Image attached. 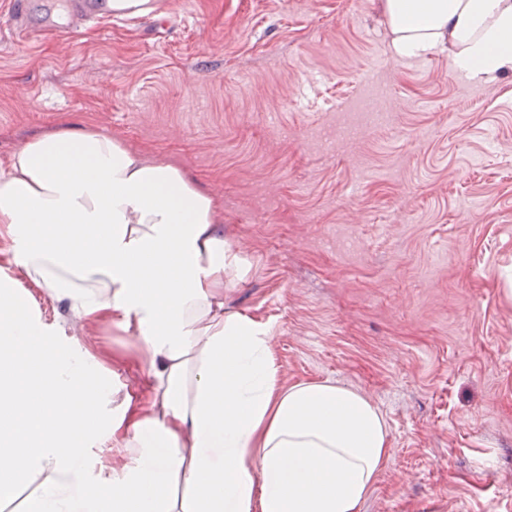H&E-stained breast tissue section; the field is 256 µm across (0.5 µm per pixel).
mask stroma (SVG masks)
I'll use <instances>...</instances> for the list:
<instances>
[{"label": "stroma", "mask_w": 512, "mask_h": 512, "mask_svg": "<svg viewBox=\"0 0 512 512\" xmlns=\"http://www.w3.org/2000/svg\"><path fill=\"white\" fill-rule=\"evenodd\" d=\"M380 0H162L67 41L19 39L0 0V161L96 127L181 166L222 207L241 272L224 307L270 330L284 384L383 413L360 512H512V72L400 61ZM383 91V116L360 104ZM48 319L136 393L131 336Z\"/></svg>", "instance_id": "obj_1"}]
</instances>
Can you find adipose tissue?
<instances>
[{"instance_id": "ef3b65f1", "label": "adipose tissue", "mask_w": 512, "mask_h": 512, "mask_svg": "<svg viewBox=\"0 0 512 512\" xmlns=\"http://www.w3.org/2000/svg\"><path fill=\"white\" fill-rule=\"evenodd\" d=\"M394 56L450 45L483 85L512 71V0H381ZM0 501L21 512H360L389 453L371 398L282 387L265 325L224 309L237 275L216 199L95 128L29 138L0 165ZM133 336L136 400L46 320Z\"/></svg>"}]
</instances>
